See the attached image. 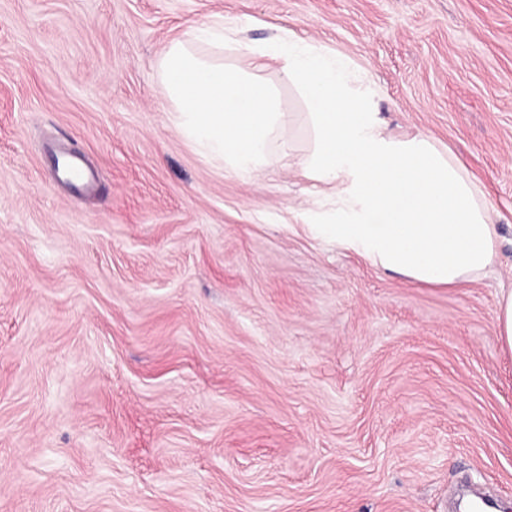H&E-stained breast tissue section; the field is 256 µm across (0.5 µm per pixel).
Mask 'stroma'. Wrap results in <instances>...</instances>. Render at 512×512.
Wrapping results in <instances>:
<instances>
[{
  "label": "stroma",
  "instance_id": "35a3bbf8",
  "mask_svg": "<svg viewBox=\"0 0 512 512\" xmlns=\"http://www.w3.org/2000/svg\"><path fill=\"white\" fill-rule=\"evenodd\" d=\"M375 85L479 181L483 276L317 238L297 154L228 171L158 63L212 20ZM94 171L84 192L72 154ZM512 0H0V512H451L512 503ZM496 327L503 349L512 351V289L503 291L497 301Z\"/></svg>",
  "mask_w": 512,
  "mask_h": 512
}]
</instances>
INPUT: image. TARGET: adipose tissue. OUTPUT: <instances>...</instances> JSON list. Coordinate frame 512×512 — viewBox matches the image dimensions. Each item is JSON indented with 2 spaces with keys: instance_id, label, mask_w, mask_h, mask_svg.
<instances>
[{
  "instance_id": "obj_1",
  "label": "adipose tissue",
  "mask_w": 512,
  "mask_h": 512,
  "mask_svg": "<svg viewBox=\"0 0 512 512\" xmlns=\"http://www.w3.org/2000/svg\"><path fill=\"white\" fill-rule=\"evenodd\" d=\"M240 53L246 65L234 63ZM272 59L308 105L312 144L299 165L335 191L319 234L417 283L452 287L486 273L499 233L477 182L426 135L385 134L372 91L354 90L350 65L321 45L286 31L246 49L221 20L171 42L159 69L180 135L238 173H261L271 153L289 151L292 121L261 76Z\"/></svg>"
}]
</instances>
